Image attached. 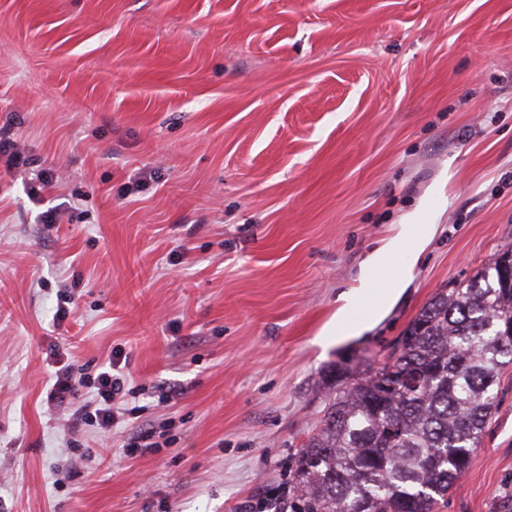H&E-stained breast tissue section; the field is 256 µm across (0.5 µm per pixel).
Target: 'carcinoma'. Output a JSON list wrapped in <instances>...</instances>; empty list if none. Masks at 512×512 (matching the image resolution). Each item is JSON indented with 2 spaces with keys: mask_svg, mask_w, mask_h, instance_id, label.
<instances>
[{
  "mask_svg": "<svg viewBox=\"0 0 512 512\" xmlns=\"http://www.w3.org/2000/svg\"><path fill=\"white\" fill-rule=\"evenodd\" d=\"M512 248L435 292L378 366H335L293 473L292 512H437L512 366Z\"/></svg>",
  "mask_w": 512,
  "mask_h": 512,
  "instance_id": "1",
  "label": "carcinoma"
}]
</instances>
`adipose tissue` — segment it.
I'll use <instances>...</instances> for the list:
<instances>
[{
    "label": "adipose tissue",
    "instance_id": "1",
    "mask_svg": "<svg viewBox=\"0 0 512 512\" xmlns=\"http://www.w3.org/2000/svg\"><path fill=\"white\" fill-rule=\"evenodd\" d=\"M425 243V234L414 232L413 228L408 226L388 248L373 252L362 270V288L342 294L343 304L339 310V317L324 327L317 338L318 344L324 347L329 346L340 339L360 335L372 328L380 320L386 307L398 295L400 285H403L410 275ZM393 253L402 256V264L389 280L380 285L376 284L372 276L373 271L381 267L387 257ZM360 310L365 313L364 319L353 320V313Z\"/></svg>",
    "mask_w": 512,
    "mask_h": 512
}]
</instances>
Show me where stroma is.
<instances>
[{"mask_svg": "<svg viewBox=\"0 0 512 512\" xmlns=\"http://www.w3.org/2000/svg\"><path fill=\"white\" fill-rule=\"evenodd\" d=\"M0 127V512H234L291 478L329 367L512 247V0H0ZM405 224L435 232L404 292L321 348ZM115 352L173 438L117 428L102 465L46 392ZM510 500L512 366L447 512Z\"/></svg>", "mask_w": 512, "mask_h": 512, "instance_id": "obj_1", "label": "stroma"}]
</instances>
